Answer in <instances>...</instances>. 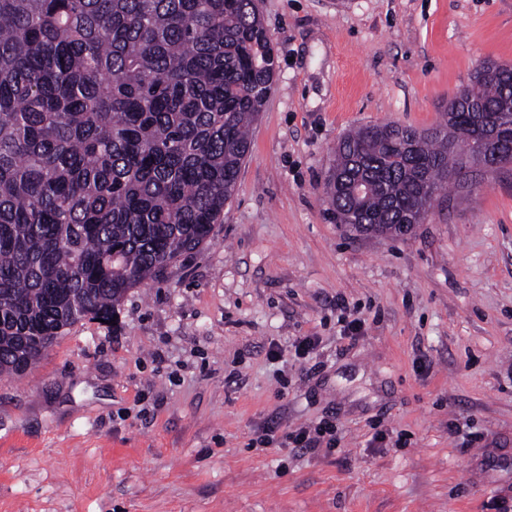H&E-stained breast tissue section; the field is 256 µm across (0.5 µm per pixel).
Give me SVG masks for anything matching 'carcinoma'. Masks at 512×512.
Listing matches in <instances>:
<instances>
[{
  "mask_svg": "<svg viewBox=\"0 0 512 512\" xmlns=\"http://www.w3.org/2000/svg\"><path fill=\"white\" fill-rule=\"evenodd\" d=\"M276 60L256 0H0V373L211 239ZM512 120V66L488 62L428 130L347 134L325 182L358 232L419 224Z\"/></svg>",
  "mask_w": 512,
  "mask_h": 512,
  "instance_id": "cac0c4a2",
  "label": "carcinoma"
}]
</instances>
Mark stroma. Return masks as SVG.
<instances>
[{
    "label": "stroma",
    "mask_w": 512,
    "mask_h": 512,
    "mask_svg": "<svg viewBox=\"0 0 512 512\" xmlns=\"http://www.w3.org/2000/svg\"><path fill=\"white\" fill-rule=\"evenodd\" d=\"M258 7L276 75L223 223L116 323L0 375V512L512 508V171L397 238L352 233L325 193L350 130L436 127L481 65H512V0ZM323 418L340 447H279Z\"/></svg>",
    "instance_id": "obj_1"
}]
</instances>
